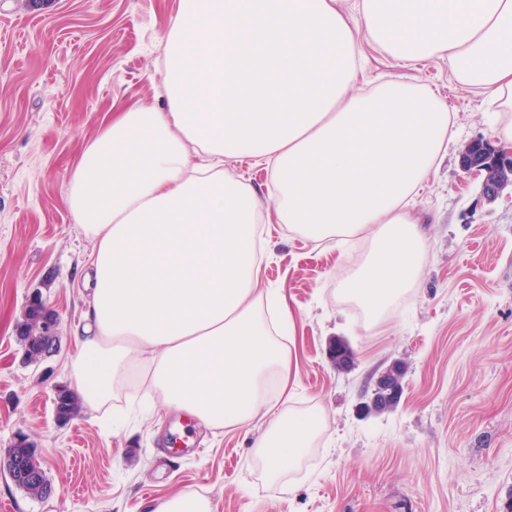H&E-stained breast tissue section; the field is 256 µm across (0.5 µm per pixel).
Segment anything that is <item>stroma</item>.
Returning <instances> with one entry per match:
<instances>
[{"mask_svg": "<svg viewBox=\"0 0 512 512\" xmlns=\"http://www.w3.org/2000/svg\"><path fill=\"white\" fill-rule=\"evenodd\" d=\"M178 5L0 0V453L26 434L55 488L36 500L0 472V512H156L184 491L214 512H512V186L487 200L461 168L465 144L494 134L487 100L452 81L444 59H367L366 78L429 85L456 115V143L415 199L427 219L416 286L379 325L336 293L367 243L317 247L266 227L261 285L282 291L295 321L297 377L281 405L319 422L290 472L265 479L259 421L199 427L127 387L111 408L57 420L93 250L66 191L103 111L165 109L159 60ZM36 289L61 316V348L26 364L15 326ZM338 337L354 358L347 374L327 353ZM396 362L399 405L363 413Z\"/></svg>", "mask_w": 512, "mask_h": 512, "instance_id": "35a3bbf8", "label": "stroma"}]
</instances>
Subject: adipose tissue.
Returning <instances> with one entry per match:
<instances>
[{
    "instance_id": "adipose-tissue-1",
    "label": "adipose tissue",
    "mask_w": 512,
    "mask_h": 512,
    "mask_svg": "<svg viewBox=\"0 0 512 512\" xmlns=\"http://www.w3.org/2000/svg\"><path fill=\"white\" fill-rule=\"evenodd\" d=\"M368 48L447 58L512 143V0H180L165 110L105 113L67 190L94 252L72 367L84 408L135 381L201 426L263 421L272 481L309 448L314 421L279 407L297 360L264 313L263 226L368 239L340 291L379 324L416 284L424 241L409 199L454 138L424 86L364 88ZM241 158L267 169L274 216L227 170Z\"/></svg>"
}]
</instances>
